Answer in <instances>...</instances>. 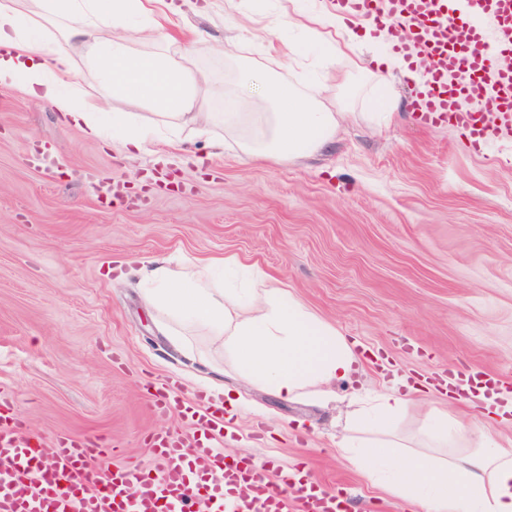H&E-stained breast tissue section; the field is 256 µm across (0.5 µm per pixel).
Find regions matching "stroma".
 Wrapping results in <instances>:
<instances>
[{"mask_svg":"<svg viewBox=\"0 0 512 512\" xmlns=\"http://www.w3.org/2000/svg\"><path fill=\"white\" fill-rule=\"evenodd\" d=\"M235 4L228 11L214 0L208 14L187 16L211 112L221 109L211 87L230 92L236 81L218 47L237 25L292 9L291 0ZM71 53L85 96L160 126L155 109L100 80L79 39ZM245 55L301 89L323 86L340 117L319 155L253 163L218 125L207 137L183 130L180 150L152 142L125 157L0 86V392L45 444L102 435L119 448L116 463L147 466L146 430L183 431L148 399L151 386L173 379L233 415L237 433L225 447L258 461L303 460L327 488L409 512L336 444L369 437L359 412L399 380L482 367L512 388V138L477 152L456 124H421L414 87L400 76L391 113H379L380 68L367 53L365 70L297 65L264 32ZM227 256L333 324L360 358L353 379L293 399L248 383L203 332L186 330L174 345L141 280L116 271Z\"/></svg>","mask_w":512,"mask_h":512,"instance_id":"stroma-1","label":"stroma"}]
</instances>
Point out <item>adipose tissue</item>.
Listing matches in <instances>:
<instances>
[{
    "label": "adipose tissue",
    "instance_id": "adipose-tissue-1",
    "mask_svg": "<svg viewBox=\"0 0 512 512\" xmlns=\"http://www.w3.org/2000/svg\"><path fill=\"white\" fill-rule=\"evenodd\" d=\"M180 16L174 0H38L32 14L20 10L17 0H0V85L19 86L86 137H113L129 156L143 152L153 129L126 112L113 113L111 126H104L100 100L78 98L70 39L79 36L104 83L159 111L169 143H178L183 128L206 136L220 122L240 137L250 160L278 163L316 155L333 141L337 114L320 93L303 92L281 79H260L252 67L240 70L242 92L227 97L223 111H203L199 92L208 77L190 66L193 42L172 33ZM129 18L138 19L148 36H161L166 51L131 53L117 31ZM307 20V39L285 42L288 58L313 50L331 67L358 57L360 48L345 17L327 0H317ZM55 23L63 34L51 32ZM259 81L268 109L244 111L245 97ZM210 271L207 265L173 270L158 261L139 275L152 285L150 302L168 314L174 327L201 329L222 340L236 371L252 383L293 398L353 373L356 357L347 339L286 289L264 276L257 287L234 298L212 284ZM421 445L403 453L390 437L359 451L346 438L338 451L358 462L390 496L421 512H512V448L495 445L482 424L452 421L429 408Z\"/></svg>",
    "mask_w": 512,
    "mask_h": 512
}]
</instances>
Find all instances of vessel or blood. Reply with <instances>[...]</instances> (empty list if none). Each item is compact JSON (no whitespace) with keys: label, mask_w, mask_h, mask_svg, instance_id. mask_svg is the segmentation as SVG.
Wrapping results in <instances>:
<instances>
[{"label":"vessel or blood","mask_w":512,"mask_h":512,"mask_svg":"<svg viewBox=\"0 0 512 512\" xmlns=\"http://www.w3.org/2000/svg\"><path fill=\"white\" fill-rule=\"evenodd\" d=\"M337 10L364 18L393 37L407 63L425 58L431 69L413 111L427 124L451 121L465 128L474 149L512 132V0H466L467 18L449 0H332ZM159 414H176L179 437L159 429L146 443L156 473L98 459L111 450L91 439L58 437L50 454L24 435L10 403L0 398V512H352L346 494L292 465L224 454V414L203 396L149 395Z\"/></svg>","instance_id":"obj_1"}]
</instances>
